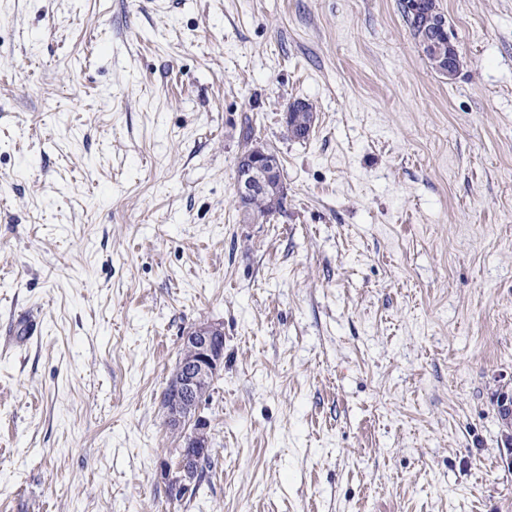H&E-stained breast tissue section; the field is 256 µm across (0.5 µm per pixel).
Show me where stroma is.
Here are the masks:
<instances>
[{
  "label": "stroma",
  "instance_id": "1",
  "mask_svg": "<svg viewBox=\"0 0 512 512\" xmlns=\"http://www.w3.org/2000/svg\"><path fill=\"white\" fill-rule=\"evenodd\" d=\"M436 3L452 80L399 0H0V339L37 327L0 348V512H512V0ZM201 321L212 467L176 501ZM440 15V14H439ZM432 30L428 32L421 43L422 52H437L439 56H443L445 45L448 46V62L447 67L443 68V73L449 80L455 79L460 70V60L453 42V34L448 27V20L445 14L437 16L432 23ZM288 109L295 112H290ZM288 109L285 112L287 135L289 136L290 131V133L295 134L296 139H306L311 132L314 121L313 107L309 103L296 100L288 105ZM258 194L267 197L271 213L279 210L286 196L279 159L264 145L248 148L238 160L235 204L247 224L263 223L268 217L250 207L252 197ZM181 349L184 354L179 356L168 390L161 400L164 423L180 436L183 448L174 467L167 462L161 467L167 492L173 499L192 493L212 465L211 457L208 458L212 453L209 421L204 416L203 401L210 399L214 384L204 397L201 389L223 374V324L199 322L184 334Z\"/></svg>",
  "mask_w": 512,
  "mask_h": 512
}]
</instances>
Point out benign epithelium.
Returning <instances> with one entry per match:
<instances>
[{"instance_id": "benign-epithelium-1", "label": "benign epithelium", "mask_w": 512, "mask_h": 512, "mask_svg": "<svg viewBox=\"0 0 512 512\" xmlns=\"http://www.w3.org/2000/svg\"><path fill=\"white\" fill-rule=\"evenodd\" d=\"M421 49L424 52L433 50L439 55L448 51L443 73L450 81L456 78L460 60L446 15L433 21L432 30L423 38ZM313 121L312 112H285V125L299 140L309 136ZM258 194L267 197L273 213L279 210L286 196L279 159L264 145L247 149L237 165L235 204L241 218L250 224L267 219L250 207L252 197ZM182 350L184 354L179 356L168 390L161 400L164 423L180 436L182 447L175 465L165 462L161 467L167 492L173 499L194 490L200 479L201 464L212 453L201 389L223 374L224 326L208 321L196 324L182 337Z\"/></svg>"}]
</instances>
